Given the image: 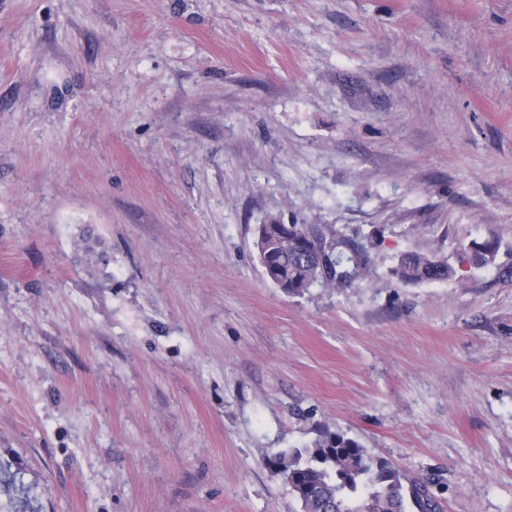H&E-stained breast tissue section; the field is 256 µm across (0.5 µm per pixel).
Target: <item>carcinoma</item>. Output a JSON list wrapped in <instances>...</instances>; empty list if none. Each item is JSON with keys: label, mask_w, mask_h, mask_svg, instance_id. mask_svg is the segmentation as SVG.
Segmentation results:
<instances>
[{"label": "carcinoma", "mask_w": 512, "mask_h": 512, "mask_svg": "<svg viewBox=\"0 0 512 512\" xmlns=\"http://www.w3.org/2000/svg\"><path fill=\"white\" fill-rule=\"evenodd\" d=\"M256 246L273 252V285L290 295L316 285L340 288L370 272L360 258L344 257L346 239L334 224H261ZM469 252L472 264L485 268L494 263L498 244L474 241ZM392 273L405 285L455 277L447 260L420 251L403 253ZM267 465L282 476L300 512H440L427 483L373 459L357 441L328 427L318 429L312 447L276 452Z\"/></svg>", "instance_id": "1"}]
</instances>
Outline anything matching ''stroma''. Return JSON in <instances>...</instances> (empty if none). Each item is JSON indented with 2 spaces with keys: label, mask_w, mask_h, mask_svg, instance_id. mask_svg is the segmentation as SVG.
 Here are the masks:
<instances>
[{
  "label": "stroma",
  "mask_w": 512,
  "mask_h": 512,
  "mask_svg": "<svg viewBox=\"0 0 512 512\" xmlns=\"http://www.w3.org/2000/svg\"><path fill=\"white\" fill-rule=\"evenodd\" d=\"M322 426L512 512V0H0V512H297ZM256 246L258 253L272 250L269 261V279L274 286L289 295H301L318 285L325 288H340L370 272L365 261L359 257L345 259L342 248L346 239L334 224H261L258 227ZM288 242V247L283 242ZM326 257L328 262L320 263ZM346 262L351 269L342 270ZM340 268V269H339ZM468 249L472 264L477 268H485L494 263L498 252V244L492 241L482 243L474 241ZM392 273L405 285L442 282L455 277V269L447 260L420 251L403 253Z\"/></svg>",
  "instance_id": "35a3bbf8"
}]
</instances>
